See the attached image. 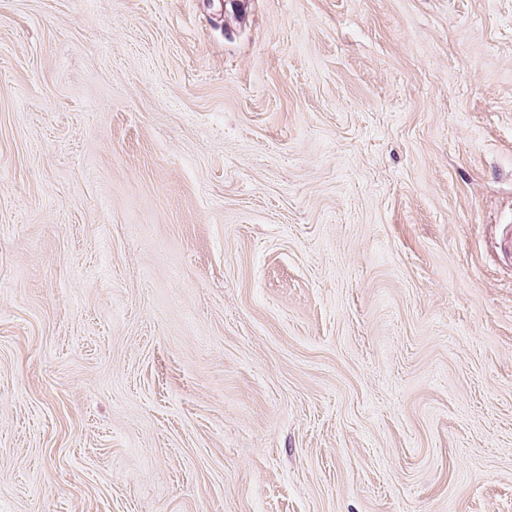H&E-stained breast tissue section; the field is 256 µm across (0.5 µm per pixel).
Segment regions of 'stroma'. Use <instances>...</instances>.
I'll return each instance as SVG.
<instances>
[{"label":"stroma","mask_w":512,"mask_h":512,"mask_svg":"<svg viewBox=\"0 0 512 512\" xmlns=\"http://www.w3.org/2000/svg\"><path fill=\"white\" fill-rule=\"evenodd\" d=\"M0 0V512H512V0Z\"/></svg>","instance_id":"1"}]
</instances>
